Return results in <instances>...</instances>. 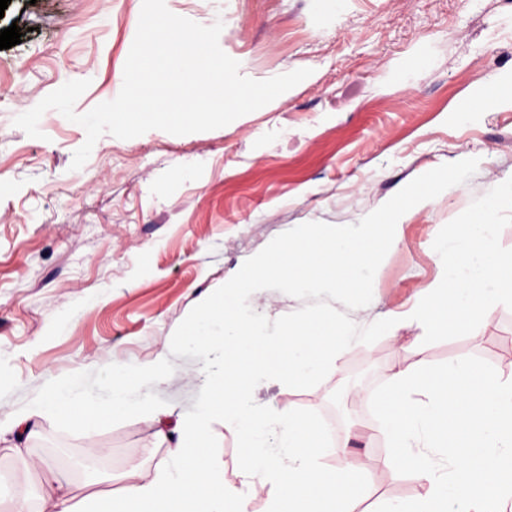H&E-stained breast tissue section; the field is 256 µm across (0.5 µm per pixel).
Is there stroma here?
<instances>
[{
	"label": "stroma",
	"instance_id": "stroma-1",
	"mask_svg": "<svg viewBox=\"0 0 512 512\" xmlns=\"http://www.w3.org/2000/svg\"><path fill=\"white\" fill-rule=\"evenodd\" d=\"M174 14L222 22L221 49L242 75L311 74L229 125L175 136L161 130L122 140L103 135L72 170L84 128L44 113L42 138L13 124L70 80H89L83 114L114 99L142 0H11L0 30L18 23L20 44L0 50V418L27 408L48 376L80 372L111 395L110 362L162 363V383H139L140 409L93 435L42 413L39 437L0 435V481L32 491L29 464L51 461L70 495L119 491L131 469L153 475L167 461L176 425L208 396L207 347L181 335L224 285L291 237L338 225L353 236L425 170L455 177L434 202L407 213L396 243L369 265L361 290L268 281L244 313L276 343L291 324L331 318L355 343L304 381L258 374L251 403L277 423L289 409L328 435L324 464L357 452L365 493L356 512L414 498L413 476L383 464L369 405H337L362 369L389 381L420 333L410 318L441 276L433 241L471 202L512 177V103L479 111L475 100L512 76V0H165ZM480 357L512 373V310L494 305L476 337L425 345L427 363ZM215 462L239 484L240 433L210 423ZM104 448L91 458L90 446Z\"/></svg>",
	"mask_w": 512,
	"mask_h": 512
}]
</instances>
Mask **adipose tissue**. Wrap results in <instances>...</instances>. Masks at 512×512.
Segmentation results:
<instances>
[{"instance_id": "adipose-tissue-1", "label": "adipose tissue", "mask_w": 512, "mask_h": 512, "mask_svg": "<svg viewBox=\"0 0 512 512\" xmlns=\"http://www.w3.org/2000/svg\"><path fill=\"white\" fill-rule=\"evenodd\" d=\"M447 181L445 175L428 172L419 188L396 201L385 219H373L362 236L353 238L335 228L320 234L315 245L288 240L257 256L225 284L222 299L208 303L203 317L183 336L187 344L221 347L224 370L199 411L179 421L172 466L158 468L148 479L129 473L117 495L75 500L52 493L42 497L41 512H248L250 500L261 494L267 497V512H353L362 484L352 453L341 451L335 465L325 466L323 429L292 412L280 418L281 434L270 437L265 416L249 404L259 372L273 369L305 380L331 355L351 347L348 332L328 320L303 321L289 328L282 342L271 345L256 323L243 315L241 302L272 278L294 287L318 282L356 287V273L381 255L402 217L430 204ZM110 369L111 400L101 401L71 374L48 380L43 405L59 421L90 433L128 413V397L138 382L161 378L155 364L133 369L114 363ZM216 416L241 432V486L225 485L213 462L208 421Z\"/></svg>"}]
</instances>
